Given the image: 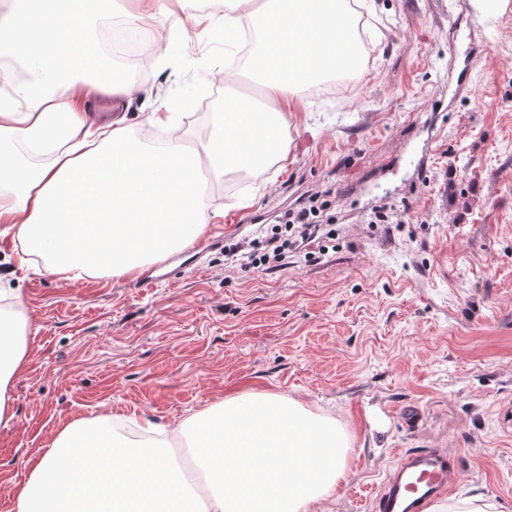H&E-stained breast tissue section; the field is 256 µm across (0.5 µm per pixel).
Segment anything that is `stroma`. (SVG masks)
Returning a JSON list of instances; mask_svg holds the SVG:
<instances>
[{
  "label": "stroma",
  "instance_id": "stroma-1",
  "mask_svg": "<svg viewBox=\"0 0 512 512\" xmlns=\"http://www.w3.org/2000/svg\"><path fill=\"white\" fill-rule=\"evenodd\" d=\"M372 54L353 99L300 90L285 164L242 188L209 183L224 216L143 274L70 280L0 233V290L22 294L33 329L0 426V512L56 434L77 418L137 415L162 427L243 392H270L335 420L352 445L350 480L328 512H371L403 452L460 458L454 498L512 512V0H361ZM232 48L193 29L140 85L179 120L189 87L275 109L242 73L212 85ZM143 96L100 102L89 120L151 131ZM330 192L334 239L287 265L242 272L224 249L281 211ZM408 224H374L384 205Z\"/></svg>",
  "mask_w": 512,
  "mask_h": 512
}]
</instances>
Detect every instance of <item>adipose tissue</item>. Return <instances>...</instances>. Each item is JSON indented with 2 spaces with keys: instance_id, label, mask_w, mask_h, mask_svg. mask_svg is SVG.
I'll return each mask as SVG.
<instances>
[{
  "instance_id": "ef3b65f1",
  "label": "adipose tissue",
  "mask_w": 512,
  "mask_h": 512,
  "mask_svg": "<svg viewBox=\"0 0 512 512\" xmlns=\"http://www.w3.org/2000/svg\"><path fill=\"white\" fill-rule=\"evenodd\" d=\"M185 0H11L0 20V54L17 59L27 77L0 96V224L64 276L135 277L145 260L181 249L215 223L206 203L214 178L283 161L285 104L298 90L335 71L358 23L349 0H224L223 16L190 15L199 35L231 33L246 17L256 34L251 68L281 110L265 125L245 98L225 95L202 148L174 137L161 149L135 144L128 128L88 120L97 99L130 97L134 86L101 71L93 27L115 7L125 23L146 30L183 10ZM48 163L33 152L46 145ZM31 321L22 297L0 312V424L14 418L13 388L26 365ZM194 454L210 495L204 512H319L351 474L348 442L298 402L272 393H243L199 412ZM89 423L67 426L36 460L14 497V512H44L62 492L61 475L94 469L86 453L97 436Z\"/></svg>"
}]
</instances>
